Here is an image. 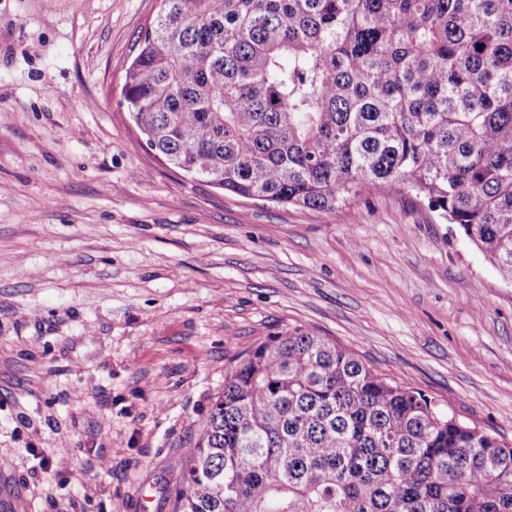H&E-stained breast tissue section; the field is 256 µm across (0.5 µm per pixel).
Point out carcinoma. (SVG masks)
<instances>
[{
    "mask_svg": "<svg viewBox=\"0 0 512 512\" xmlns=\"http://www.w3.org/2000/svg\"><path fill=\"white\" fill-rule=\"evenodd\" d=\"M122 104L238 197L413 195L512 283V0H162ZM173 512H512V444L296 329L225 371Z\"/></svg>",
    "mask_w": 512,
    "mask_h": 512,
    "instance_id": "cac0c4a2",
    "label": "carcinoma"
}]
</instances>
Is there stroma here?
Masks as SVG:
<instances>
[{"label": "stroma", "mask_w": 512, "mask_h": 512, "mask_svg": "<svg viewBox=\"0 0 512 512\" xmlns=\"http://www.w3.org/2000/svg\"><path fill=\"white\" fill-rule=\"evenodd\" d=\"M161 0H0V475L27 512H172L232 362L302 329L512 443V284L372 189L315 212L155 157L122 104Z\"/></svg>", "instance_id": "1"}]
</instances>
